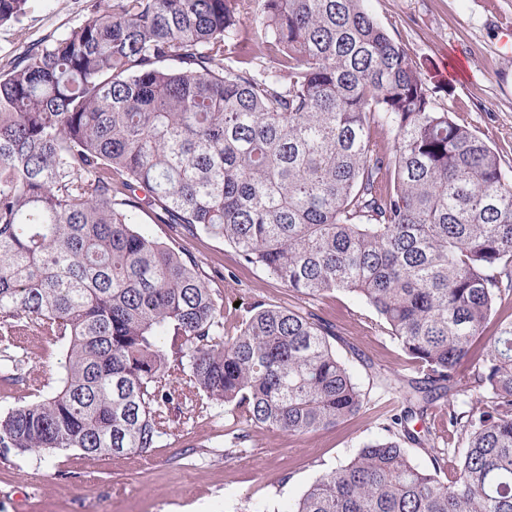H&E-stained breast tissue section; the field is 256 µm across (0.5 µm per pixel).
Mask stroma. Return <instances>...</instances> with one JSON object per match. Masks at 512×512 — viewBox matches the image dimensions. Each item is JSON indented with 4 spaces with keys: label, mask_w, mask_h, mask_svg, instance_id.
<instances>
[{
    "label": "stroma",
    "mask_w": 512,
    "mask_h": 512,
    "mask_svg": "<svg viewBox=\"0 0 512 512\" xmlns=\"http://www.w3.org/2000/svg\"><path fill=\"white\" fill-rule=\"evenodd\" d=\"M92 4L36 0L22 26H0V64L32 43L66 35ZM366 8L417 65L435 109L464 116L512 172V52L500 43L501 27L512 25V0H366ZM132 220L136 230L198 260L222 296L226 331H235L254 303L297 304L276 277L240 261L223 239L178 233L150 209ZM302 306L334 327L333 348L364 395L356 416L303 436L256 428L246 451L231 457L225 439L236 425L221 406L174 425L148 457L12 454L0 458V512H287L320 475L383 437L390 410L419 376L386 325L353 294L334 291ZM25 346L26 368L55 387L57 345L29 336Z\"/></svg>",
    "instance_id": "1"
}]
</instances>
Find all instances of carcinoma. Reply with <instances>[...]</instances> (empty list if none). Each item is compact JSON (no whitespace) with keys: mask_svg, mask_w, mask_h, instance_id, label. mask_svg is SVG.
<instances>
[{"mask_svg":"<svg viewBox=\"0 0 512 512\" xmlns=\"http://www.w3.org/2000/svg\"><path fill=\"white\" fill-rule=\"evenodd\" d=\"M32 2L0 0V26ZM145 207L299 300L360 297L422 374L386 435L290 512H512L511 318L472 360L512 291V179L434 110L365 0H96L0 71V381L31 396L0 413L1 457L148 456L216 404L243 424L230 454L252 427L303 435L358 414L330 323L258 303L226 333L198 261L132 227ZM27 336L61 345L56 388L23 368ZM435 394L465 440L448 482L445 453L423 469L401 443Z\"/></svg>","mask_w":512,"mask_h":512,"instance_id":"obj_1","label":"carcinoma"}]
</instances>
